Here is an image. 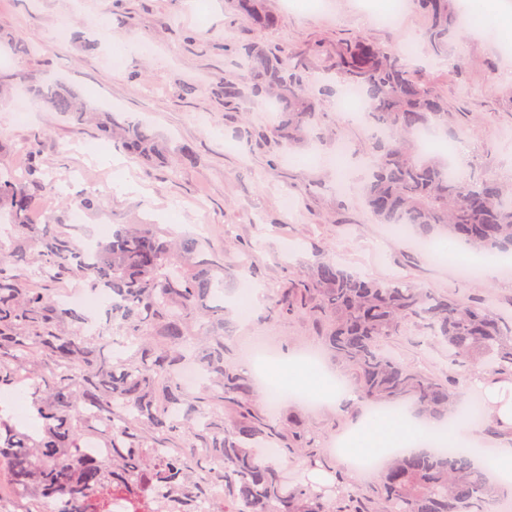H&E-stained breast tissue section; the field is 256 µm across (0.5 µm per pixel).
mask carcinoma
<instances>
[{"label": "carcinoma", "instance_id": "cac0c4a2", "mask_svg": "<svg viewBox=\"0 0 512 512\" xmlns=\"http://www.w3.org/2000/svg\"><path fill=\"white\" fill-rule=\"evenodd\" d=\"M256 26L279 18L262 0H234ZM427 19L423 38L436 59L464 30L451 0H412ZM17 57L33 47L20 35L0 37ZM244 77L224 84V98L245 90L265 97L277 114L274 132L288 152L320 138L315 90L288 50L245 49ZM342 90L358 89L368 104L359 193L378 224H402L411 236L444 237L476 255L512 249V185L493 176L448 172V158L427 153L422 132L448 134L440 97L400 55L359 39L336 51ZM25 94L81 130L95 126L118 136L132 157L176 167L196 162L185 147L171 157L141 125L117 126L61 83L24 81ZM31 161L21 176L0 167V390L30 398V422L0 406V481L28 502L27 512H367L354 492L334 508L303 480L289 485L251 443L272 440L247 398V386L224 366V253L208 239L175 238L153 224H131L96 248H84L65 224H34L37 194H51L62 177H47L39 137L27 142ZM78 280L91 295L112 294L106 323L84 334L85 311L64 307L55 287ZM327 320L326 341L350 365L361 399L401 408L417 418L468 424L461 392L474 358L496 375H512V320L489 307L402 281L368 280L323 254L269 307ZM422 321L429 336L448 346L456 366L441 380L400 363L385 345L404 324ZM208 326L197 363L209 383L191 396L180 380L183 351ZM138 346L130 359L107 356L104 336ZM448 447L430 443L397 453L381 473V512H497L499 496L473 462L455 428ZM106 452L101 453L99 449Z\"/></svg>", "mask_w": 512, "mask_h": 512}]
</instances>
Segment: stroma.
<instances>
[{
    "instance_id": "obj_1",
    "label": "stroma",
    "mask_w": 512,
    "mask_h": 512,
    "mask_svg": "<svg viewBox=\"0 0 512 512\" xmlns=\"http://www.w3.org/2000/svg\"><path fill=\"white\" fill-rule=\"evenodd\" d=\"M280 18L273 30L253 27L230 0H0V31L36 46L27 58L0 51V166L27 164L21 153L39 136L40 160L48 175H63L56 194L35 200L36 224H74L75 235L109 238L122 224H156L181 233L205 232L224 254V363L240 370L246 349L270 345L276 362L271 376L307 350L321 354L331 376L353 383L351 367L324 351L326 325L303 316L268 317L272 303L291 279L307 274L317 253L361 276L402 280L463 300L486 302L512 319V276L464 279L447 260L420 252L411 236L387 234L373 223L357 182L364 174L359 152L365 127L340 106L341 94L318 100L323 139L284 152L271 134V120L257 121L251 101H225L224 82L241 79L237 46L257 43L290 50L306 76L337 84L332 65L337 44L365 39L406 55L443 95L449 129H460L473 152L465 169L512 183V61L475 29L472 0H461L469 28L453 39L447 57L431 59L421 40L424 16L405 8L386 24L359 0H265ZM30 72L43 83L72 86L87 104L121 123L145 124L170 153L190 147L196 163L176 169L149 167L129 158L93 128L72 129L57 113L35 104L29 119L14 122L21 86ZM348 153L336 158V143ZM91 193L94 209L76 212V196ZM261 289V305L240 307L243 287ZM389 350L403 364L447 378L448 350L434 345L420 322L410 320ZM364 402L311 408L299 397L267 414L277 430L289 420L322 457L310 466L306 449L273 458L285 473L311 486L325 484L337 500L355 489L371 498L376 477L357 483L346 455L330 442L346 436L368 416Z\"/></svg>"
}]
</instances>
